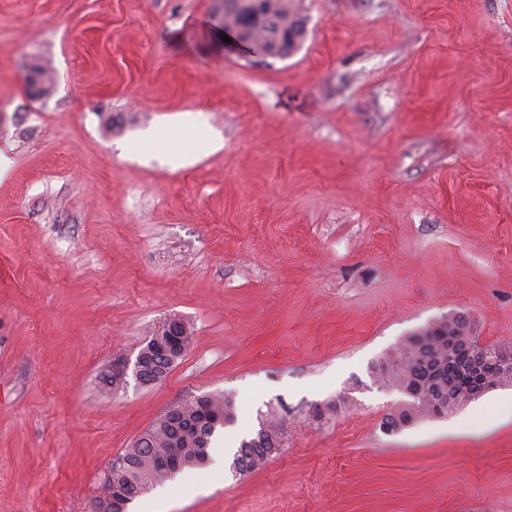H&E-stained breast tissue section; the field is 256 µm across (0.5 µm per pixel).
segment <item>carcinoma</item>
I'll list each match as a JSON object with an SVG mask.
<instances>
[{
	"label": "carcinoma",
	"instance_id": "1",
	"mask_svg": "<svg viewBox=\"0 0 512 512\" xmlns=\"http://www.w3.org/2000/svg\"><path fill=\"white\" fill-rule=\"evenodd\" d=\"M232 22L236 26L243 25L245 36L270 43L283 58L300 44L305 33L293 0H260L257 4L245 0V4L232 13ZM462 366V357L448 355L443 327L432 323L406 337L372 366L374 381L379 386L400 390L403 395L398 408L386 415L383 425L402 428L431 417L432 402L440 398L452 399L448 411L456 410L457 403L481 388L485 381L481 375L459 371ZM206 413L216 424L199 422V405L193 400L184 402L180 423L173 425L162 416L157 418L123 453L129 465L111 467L105 474L95 512H113L112 492L115 490L126 493L125 501L130 503L148 488L172 480L179 469L204 465L217 429L233 421L232 400L220 394L211 395L207 399ZM171 440L181 445L182 462L180 468L162 474L157 467L167 464V444ZM282 447L281 422L261 416L255 436L240 441L230 469L239 474L251 473L264 466Z\"/></svg>",
	"mask_w": 512,
	"mask_h": 512
}]
</instances>
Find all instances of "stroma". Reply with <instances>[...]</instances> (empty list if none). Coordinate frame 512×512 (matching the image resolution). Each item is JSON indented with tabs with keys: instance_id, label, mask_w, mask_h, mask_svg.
<instances>
[{
	"instance_id": "obj_1",
	"label": "stroma",
	"mask_w": 512,
	"mask_h": 512,
	"mask_svg": "<svg viewBox=\"0 0 512 512\" xmlns=\"http://www.w3.org/2000/svg\"><path fill=\"white\" fill-rule=\"evenodd\" d=\"M295 3L265 59L222 0H0V512H93L208 394L216 440L273 408L282 451L128 512H512V385L388 434L370 373L454 313L512 347V0ZM173 315L166 377L106 385ZM167 321L162 323L161 326L154 331L150 340L146 343V345L141 349L140 353H145L150 350V341L155 336L154 341L151 345V353L150 357H162L168 358L171 361H174L176 358L184 355L186 351V343L184 341L185 334L183 333V322L179 318H171L168 320V329L166 333L159 334L156 336L161 330L165 328ZM184 330L186 333V340L190 345L192 336L187 326L184 324Z\"/></svg>"
}]
</instances>
